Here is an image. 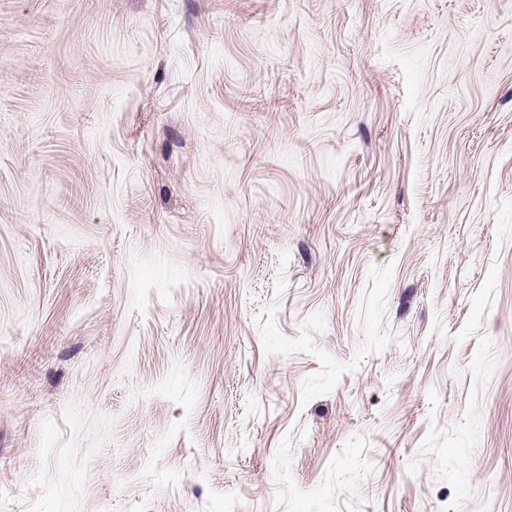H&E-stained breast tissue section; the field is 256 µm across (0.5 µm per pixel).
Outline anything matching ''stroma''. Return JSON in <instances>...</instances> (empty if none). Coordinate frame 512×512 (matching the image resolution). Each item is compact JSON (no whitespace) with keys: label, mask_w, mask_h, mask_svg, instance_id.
I'll return each mask as SVG.
<instances>
[{"label":"stroma","mask_w":512,"mask_h":512,"mask_svg":"<svg viewBox=\"0 0 512 512\" xmlns=\"http://www.w3.org/2000/svg\"><path fill=\"white\" fill-rule=\"evenodd\" d=\"M0 512H512V0H0Z\"/></svg>","instance_id":"1"}]
</instances>
